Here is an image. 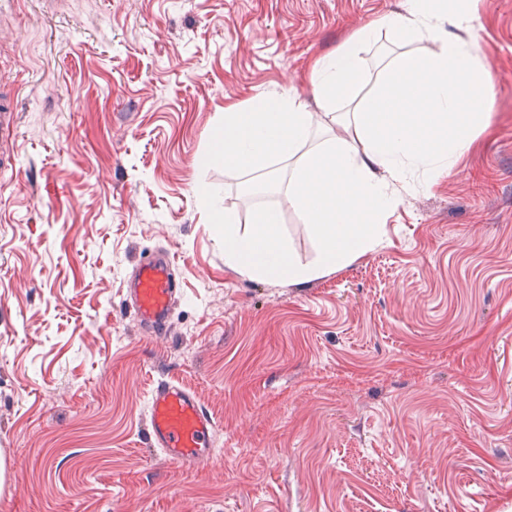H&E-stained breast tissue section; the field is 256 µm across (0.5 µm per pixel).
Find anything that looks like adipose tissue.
I'll list each match as a JSON object with an SVG mask.
<instances>
[{"label":"adipose tissue","mask_w":512,"mask_h":512,"mask_svg":"<svg viewBox=\"0 0 512 512\" xmlns=\"http://www.w3.org/2000/svg\"><path fill=\"white\" fill-rule=\"evenodd\" d=\"M476 0H405L401 15L376 26L390 32L397 53L378 91L361 98L362 30L336 51L315 59L310 83L324 109L308 111L291 93L266 95L246 110L224 115L215 159L251 170L278 160L293 165L288 192L306 224L322 240L315 263L304 264L278 232V214L258 210L251 230L224 225V260L240 273L302 285L345 266L379 240L382 218L398 203L396 186L408 165L453 169L486 126L491 76L478 56ZM427 40L434 51L417 54ZM349 99L354 107L339 111ZM335 127L316 146L314 127ZM305 158H298V151Z\"/></svg>","instance_id":"obj_1"}]
</instances>
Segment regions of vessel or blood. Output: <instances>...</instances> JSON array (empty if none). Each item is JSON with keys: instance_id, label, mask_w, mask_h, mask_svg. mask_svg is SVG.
I'll return each mask as SVG.
<instances>
[{"instance_id": "1", "label": "vessel or blood", "mask_w": 512, "mask_h": 512, "mask_svg": "<svg viewBox=\"0 0 512 512\" xmlns=\"http://www.w3.org/2000/svg\"><path fill=\"white\" fill-rule=\"evenodd\" d=\"M126 297L144 334L168 335L178 300L172 256L163 250L141 256L127 280ZM148 406L151 447L186 468L214 458L217 422L195 391L161 378L149 390Z\"/></svg>"}]
</instances>
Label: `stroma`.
Masks as SVG:
<instances>
[{
    "label": "stroma",
    "instance_id": "stroma-1",
    "mask_svg": "<svg viewBox=\"0 0 512 512\" xmlns=\"http://www.w3.org/2000/svg\"><path fill=\"white\" fill-rule=\"evenodd\" d=\"M494 111L449 173L416 171L379 246L297 286L224 260L276 209L321 242L287 164L213 158L224 115L290 92L401 0H0V512H512V0H478ZM391 36L362 52L378 88ZM215 193L211 209L203 192ZM170 251L169 336L123 283ZM168 377L217 421L187 469L149 448Z\"/></svg>",
    "mask_w": 512,
    "mask_h": 512
}]
</instances>
